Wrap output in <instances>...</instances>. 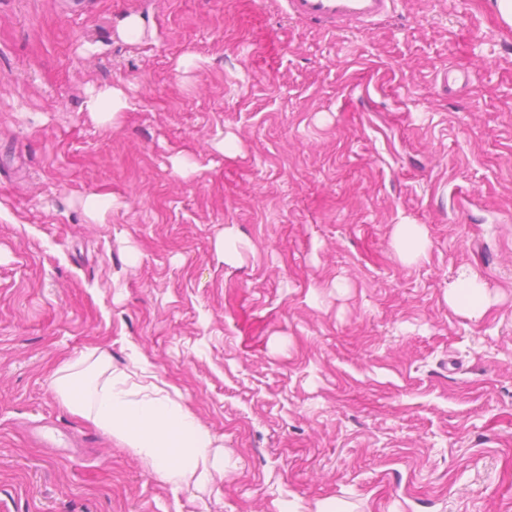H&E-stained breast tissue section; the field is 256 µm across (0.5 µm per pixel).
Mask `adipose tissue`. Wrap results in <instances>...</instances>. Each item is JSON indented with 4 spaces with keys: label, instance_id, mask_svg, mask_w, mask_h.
I'll list each match as a JSON object with an SVG mask.
<instances>
[{
    "label": "adipose tissue",
    "instance_id": "adipose-tissue-1",
    "mask_svg": "<svg viewBox=\"0 0 512 512\" xmlns=\"http://www.w3.org/2000/svg\"><path fill=\"white\" fill-rule=\"evenodd\" d=\"M128 107L125 93L115 86L91 91L82 105L93 121L103 125L114 123ZM449 300L474 317L488 305L485 286L474 273L459 277ZM50 387L68 410L131 448L164 478L207 486L223 477L224 453L216 436L158 386L130 387L126 373L113 369L107 351L96 348L65 363Z\"/></svg>",
    "mask_w": 512,
    "mask_h": 512
}]
</instances>
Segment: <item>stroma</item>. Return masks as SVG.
Listing matches in <instances>:
<instances>
[{
  "mask_svg": "<svg viewBox=\"0 0 512 512\" xmlns=\"http://www.w3.org/2000/svg\"><path fill=\"white\" fill-rule=\"evenodd\" d=\"M104 86L131 103L109 127L82 110ZM464 267L479 319L448 303ZM97 346L218 438L222 482L174 486L62 405ZM321 503L512 512V27L490 0L333 34L280 0H0V512ZM118 36L127 43L143 40L147 34L144 19L139 15H129L119 21L116 27ZM83 212L87 219L95 224H102L106 215L112 210L111 194H90L83 200ZM393 247L402 263L415 262L425 254L428 247V239L423 227L419 224L397 225L393 236Z\"/></svg>",
  "mask_w": 512,
  "mask_h": 512,
  "instance_id": "stroma-1",
  "label": "stroma"
}]
</instances>
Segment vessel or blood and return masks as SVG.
I'll return each mask as SVG.
<instances>
[{
  "mask_svg": "<svg viewBox=\"0 0 512 512\" xmlns=\"http://www.w3.org/2000/svg\"><path fill=\"white\" fill-rule=\"evenodd\" d=\"M290 17L326 33L368 28L396 11L399 0H283Z\"/></svg>",
  "mask_w": 512,
  "mask_h": 512,
  "instance_id": "obj_1",
  "label": "vessel or blood"
}]
</instances>
